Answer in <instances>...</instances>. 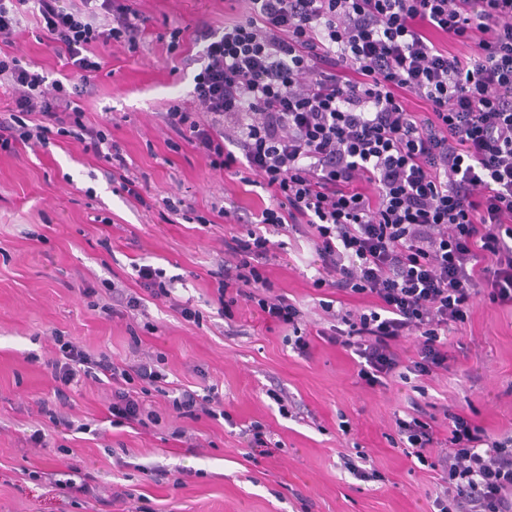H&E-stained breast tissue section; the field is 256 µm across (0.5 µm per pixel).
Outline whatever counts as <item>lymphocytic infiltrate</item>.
Wrapping results in <instances>:
<instances>
[{
    "mask_svg": "<svg viewBox=\"0 0 512 512\" xmlns=\"http://www.w3.org/2000/svg\"><path fill=\"white\" fill-rule=\"evenodd\" d=\"M249 13L223 31L195 30L201 68L195 111L172 109L166 125L203 153L211 169H244L261 179L272 204L261 214L217 208L244 232L224 241L214 297L225 320L239 300L291 327L306 354L303 312L277 293L266 270L273 235L309 238L315 287L367 299L357 310L321 302V336L356 357L368 387L405 371L422 379L447 373L448 335L471 317L486 289L512 309V0H248ZM47 44L83 86L103 68L93 44L138 49L144 19L126 0H38ZM465 46L452 54L434 35ZM0 83L13 107L0 116V152L69 139L105 162L119 189L144 209L153 203L121 147L86 125L62 82L0 56ZM425 101L410 111L408 98ZM41 114L50 125H28ZM373 185L376 197L359 189ZM52 378H105L110 416L145 422L135 383L165 376L150 359L115 363L60 333ZM413 341L415 354L397 346ZM438 440L420 404L396 418L401 443L419 463L445 443L433 501L438 512H512V435L498 436L464 412L446 408Z\"/></svg>",
    "mask_w": 512,
    "mask_h": 512,
    "instance_id": "f902f5d3",
    "label": "lymphocytic infiltrate"
}]
</instances>
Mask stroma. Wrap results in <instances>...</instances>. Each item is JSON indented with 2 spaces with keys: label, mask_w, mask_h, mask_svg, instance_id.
<instances>
[{
  "label": "stroma",
  "mask_w": 512,
  "mask_h": 512,
  "mask_svg": "<svg viewBox=\"0 0 512 512\" xmlns=\"http://www.w3.org/2000/svg\"><path fill=\"white\" fill-rule=\"evenodd\" d=\"M129 3L147 20L138 53L97 44L109 71L79 102L89 125L110 131L155 208L117 192L103 165L64 139L0 154V512H135L144 501L153 512H434L439 474L406 455L395 426L418 394L397 376L384 388L363 385L352 355L318 336L320 300L340 294L314 288L307 238L286 237L269 266L276 289L305 313L306 358L291 349L288 327L267 322L252 303L240 302L233 322L218 315L214 275L228 224L165 219L161 202L174 194L203 213L215 204L257 212L270 202L256 175L213 171L188 144L170 152L176 134L162 121L169 109L194 107V29L245 17L246 0ZM21 13L22 34L0 52L49 79L67 77L63 58L40 39L36 0ZM175 26L187 38L170 54L155 36ZM136 263L179 276L174 295L193 299L199 322L165 300L109 313L113 283L137 291ZM55 330L115 362L148 355L197 394L216 388L229 420L180 418L168 398L149 396L158 424L115 426L111 387L84 378L60 404L75 431L50 432L48 448L33 447L29 436L44 422L40 402L53 396ZM449 342L455 359L427 384L428 414L444 424L452 405L511 434L512 311L478 295ZM275 391L294 402L292 415L280 414ZM254 421L270 430L271 447L248 448L240 428ZM360 455L376 478L346 469ZM45 472L79 473L90 493L71 502L42 480Z\"/></svg>",
  "instance_id": "obj_1"
}]
</instances>
